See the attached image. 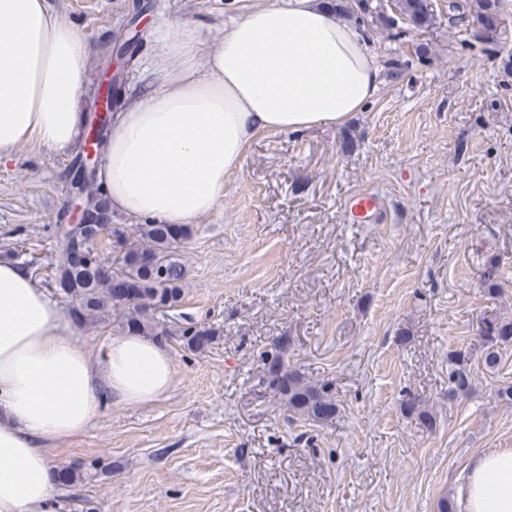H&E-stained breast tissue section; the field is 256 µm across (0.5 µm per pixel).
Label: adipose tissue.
<instances>
[{
    "label": "adipose tissue",
    "instance_id": "1",
    "mask_svg": "<svg viewBox=\"0 0 512 512\" xmlns=\"http://www.w3.org/2000/svg\"><path fill=\"white\" fill-rule=\"evenodd\" d=\"M171 64L114 114L99 181L112 211L188 224L209 213L260 133L344 124L374 98L368 38L317 0L257 8L203 50L202 28L167 21ZM90 49L48 0H0V156L35 140L74 147ZM22 264L0 262V512H62L44 441L70 436L108 404L148 402L173 380L158 345L112 338L93 354ZM465 512H512V449L474 458Z\"/></svg>",
    "mask_w": 512,
    "mask_h": 512
}]
</instances>
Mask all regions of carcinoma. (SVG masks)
<instances>
[{
	"label": "carcinoma",
	"mask_w": 512,
	"mask_h": 512,
	"mask_svg": "<svg viewBox=\"0 0 512 512\" xmlns=\"http://www.w3.org/2000/svg\"><path fill=\"white\" fill-rule=\"evenodd\" d=\"M330 8L337 16L345 17L367 31H381L392 41H399L407 32H423L435 24V11L425 0H331ZM143 9L131 4L127 28V44L141 40L137 18ZM503 0H451L448 3V23L464 24L471 36L491 43L493 33L505 23ZM68 168V187L87 194L88 222L73 228L75 235L66 238V225L53 227L57 256L53 263L55 291L77 304L75 321L80 325L105 328L117 325L130 334L162 342L175 340L183 347L199 351L213 341L210 330L194 325L171 328L168 312L179 306L189 269L176 253L178 240L192 235L189 224L178 228L174 237L172 224H114L112 210L106 197L91 190L94 176L85 170L83 146L75 147ZM107 238V250L93 249L99 235ZM88 246L92 259L84 265H73L66 259L68 249ZM122 279L137 288L130 302L113 295L114 280ZM483 360L495 368L501 359L500 349L512 344V320L490 319L481 329ZM275 353L265 358L263 383L277 395L294 419L326 423L338 412L335 386L330 380L311 382L285 362L286 345L273 344ZM471 389V378L458 368L448 377V396H465ZM109 469L98 464L90 469H63L64 482L75 484L92 480Z\"/></svg>",
	"instance_id": "obj_1"
}]
</instances>
